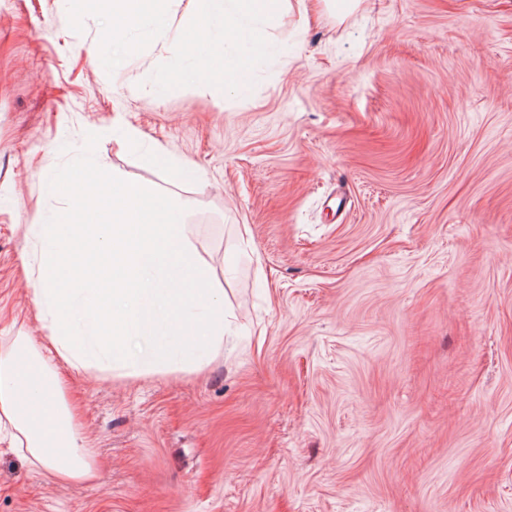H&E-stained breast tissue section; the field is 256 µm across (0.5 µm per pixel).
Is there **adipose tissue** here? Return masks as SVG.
<instances>
[{
  "instance_id": "adipose-tissue-1",
  "label": "adipose tissue",
  "mask_w": 512,
  "mask_h": 512,
  "mask_svg": "<svg viewBox=\"0 0 512 512\" xmlns=\"http://www.w3.org/2000/svg\"><path fill=\"white\" fill-rule=\"evenodd\" d=\"M120 21L110 37L137 51L130 29L165 23L152 0H105ZM263 0H189L192 24L178 33L200 41L188 80H232L227 64L245 25L263 17ZM72 220L42 218L28 228L39 247L31 282L41 342L14 337L0 350V442L19 449L61 483L103 484L92 444L68 395V372L115 378L198 374L235 332L209 268L185 234L184 203L143 183L99 174L91 189L68 182ZM24 352L34 372L16 359Z\"/></svg>"
}]
</instances>
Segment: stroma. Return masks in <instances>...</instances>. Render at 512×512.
Wrapping results in <instances>:
<instances>
[{"label": "stroma", "instance_id": "1", "mask_svg": "<svg viewBox=\"0 0 512 512\" xmlns=\"http://www.w3.org/2000/svg\"><path fill=\"white\" fill-rule=\"evenodd\" d=\"M304 4L163 91L182 0L117 68L100 0H0V347L89 139L187 202L238 331L202 376L69 374L105 482L0 449V512H512V0Z\"/></svg>", "mask_w": 512, "mask_h": 512}]
</instances>
